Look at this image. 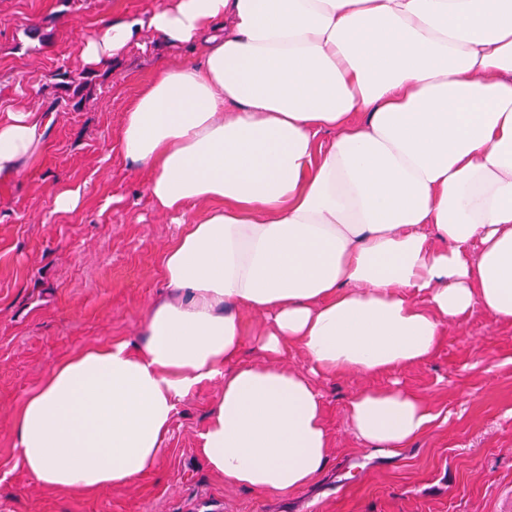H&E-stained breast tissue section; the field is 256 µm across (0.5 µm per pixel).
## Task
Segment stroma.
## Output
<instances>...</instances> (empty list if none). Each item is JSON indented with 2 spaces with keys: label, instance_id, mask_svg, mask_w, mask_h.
Returning <instances> with one entry per match:
<instances>
[{
  "label": "stroma",
  "instance_id": "1",
  "mask_svg": "<svg viewBox=\"0 0 512 512\" xmlns=\"http://www.w3.org/2000/svg\"><path fill=\"white\" fill-rule=\"evenodd\" d=\"M159 2L0 0V115L55 113L39 164L0 184V512H512V324L478 307L425 363L319 380L329 464L297 491L256 494L206 468L201 434L217 382L180 404L157 466L130 485L73 496L14 467V415L48 368L81 347L138 336L163 295L161 258L181 227L112 144L156 63L190 53L151 41L105 71L76 64L79 37L103 19ZM64 71L88 76L82 100L62 87ZM63 184L83 190L69 214L53 211ZM395 382L428 401L435 420L397 454L376 456L353 435L347 403L362 387Z\"/></svg>",
  "mask_w": 512,
  "mask_h": 512
}]
</instances>
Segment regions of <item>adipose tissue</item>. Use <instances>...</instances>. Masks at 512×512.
Listing matches in <instances>:
<instances>
[{"label":"adipose tissue","instance_id":"adipose-tissue-1","mask_svg":"<svg viewBox=\"0 0 512 512\" xmlns=\"http://www.w3.org/2000/svg\"><path fill=\"white\" fill-rule=\"evenodd\" d=\"M148 34L199 57L158 64L117 144L158 212H206L164 252L140 338L80 348L24 400L17 463L75 495L129 485L216 381L209 470L296 491L329 461L316 377L423 362L477 306L512 323V0H164L103 20L77 64ZM52 120L0 116L1 184L38 163ZM246 313L264 319L254 362ZM291 344L306 371L282 364ZM347 419L391 455L435 416L395 383L359 389Z\"/></svg>","mask_w":512,"mask_h":512}]
</instances>
